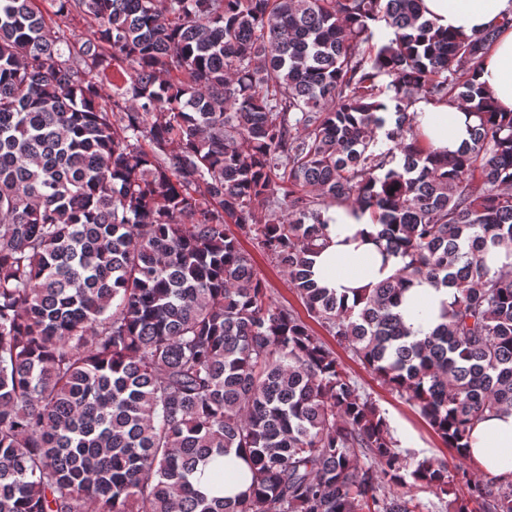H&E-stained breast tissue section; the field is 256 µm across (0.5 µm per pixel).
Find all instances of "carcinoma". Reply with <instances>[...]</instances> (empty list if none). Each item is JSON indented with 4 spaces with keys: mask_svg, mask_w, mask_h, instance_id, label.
Listing matches in <instances>:
<instances>
[{
    "mask_svg": "<svg viewBox=\"0 0 512 512\" xmlns=\"http://www.w3.org/2000/svg\"><path fill=\"white\" fill-rule=\"evenodd\" d=\"M53 2L0 0V512H432L420 489L512 512L467 454L512 409V272L485 258L512 246V112L476 81L512 17L466 36L420 0ZM419 100L476 117L471 144H422ZM336 205L402 262L352 305L313 270ZM242 237L469 466L400 449ZM423 283L453 301L412 340L396 308Z\"/></svg>",
    "mask_w": 512,
    "mask_h": 512,
    "instance_id": "carcinoma-1",
    "label": "carcinoma"
}]
</instances>
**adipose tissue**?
<instances>
[{"mask_svg": "<svg viewBox=\"0 0 512 512\" xmlns=\"http://www.w3.org/2000/svg\"><path fill=\"white\" fill-rule=\"evenodd\" d=\"M420 7L440 27L467 35L497 25L502 17H512V0H421ZM479 80L489 88L500 110L512 112V28L500 31ZM413 109V124L420 139L439 153H459L470 142L476 119L457 106L419 101ZM327 216L329 239L314 258V271L324 285L351 299L368 283L395 273L400 259L381 252L376 241L379 227L370 211L335 206ZM452 299L448 288L424 285L406 292L401 312L413 339L431 333L440 322L443 307ZM470 451L486 472L512 477V410L479 422L472 431Z\"/></svg>", "mask_w": 512, "mask_h": 512, "instance_id": "ef3b65f1", "label": "adipose tissue"}]
</instances>
